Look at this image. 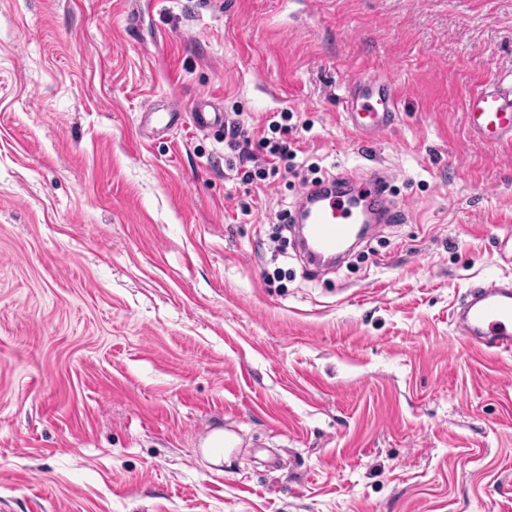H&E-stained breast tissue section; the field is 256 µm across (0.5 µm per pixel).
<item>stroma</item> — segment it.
<instances>
[{"label": "stroma", "instance_id": "1", "mask_svg": "<svg viewBox=\"0 0 512 512\" xmlns=\"http://www.w3.org/2000/svg\"><path fill=\"white\" fill-rule=\"evenodd\" d=\"M359 78L400 90L369 151ZM493 80L512 0H0L6 512H512V353L451 323L512 278ZM203 97L293 112L299 177L242 184ZM312 166L402 210L321 273L271 240ZM466 120L474 135L491 144L512 140V84L488 83L466 104Z\"/></svg>", "mask_w": 512, "mask_h": 512}]
</instances>
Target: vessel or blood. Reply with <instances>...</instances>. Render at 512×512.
<instances>
[{
    "label": "vessel or blood",
    "mask_w": 512,
    "mask_h": 512,
    "mask_svg": "<svg viewBox=\"0 0 512 512\" xmlns=\"http://www.w3.org/2000/svg\"><path fill=\"white\" fill-rule=\"evenodd\" d=\"M355 95L347 103V118L363 147L371 148L389 128L395 114L390 105L397 97L392 84L371 79L355 81ZM466 120L474 135L491 144L512 140V84L488 83L472 94L466 104ZM313 206L299 241L315 268H323L343 253L365 218L392 224L400 213L388 194L380 171L362 178L352 195L311 189L305 194ZM371 202V216H364L361 202ZM455 331L471 345L512 351V282L491 281L471 288L453 311Z\"/></svg>",
    "instance_id": "obj_1"
}]
</instances>
